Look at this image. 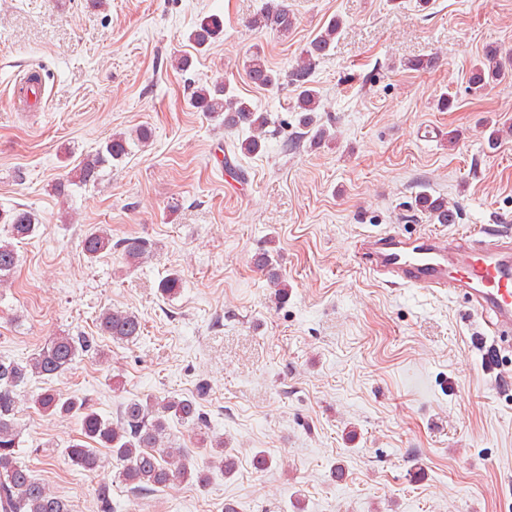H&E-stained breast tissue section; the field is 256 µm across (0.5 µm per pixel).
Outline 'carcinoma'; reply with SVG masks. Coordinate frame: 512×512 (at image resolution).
I'll return each mask as SVG.
<instances>
[{
  "mask_svg": "<svg viewBox=\"0 0 512 512\" xmlns=\"http://www.w3.org/2000/svg\"><path fill=\"white\" fill-rule=\"evenodd\" d=\"M249 24L258 31L286 35L295 27L296 17L284 0H268L250 18ZM342 26V19L331 20L302 49L296 64L285 75L268 66L259 50L252 52L246 62V74L254 85L265 89H278L284 84L293 87V111L299 114V125L306 129L313 146L332 140L333 135L317 124L315 112L319 109L320 96L310 77L319 58L329 52ZM223 31L224 21L219 15L211 14L198 20L187 39L196 48L205 49L219 39ZM504 76L500 52L491 48L472 66L469 84L481 89ZM192 105L213 119L223 120L226 128L249 129L250 136L233 146L231 152L255 155L263 149L271 124L269 113L233 94L223 82L216 81L193 91ZM151 138L152 131L146 126L130 133L113 134L94 154L79 161L67 182L55 186L56 194L67 196L71 184L98 183L104 166L122 160L131 153L132 147L145 146ZM415 207L433 223L453 224L457 218L447 200L425 192L416 196ZM39 228L40 223L29 210L0 209V289L13 282L21 262L15 242L33 236ZM118 248L122 249L129 266L141 265L150 254L149 243L142 240L112 244V236L102 226L86 233L82 239L83 253L91 261ZM253 264L265 272L278 299H286L288 284L276 269L273 250H260ZM97 328L96 336H57L25 358L0 355V512H73L71 505L51 493L17 460L15 448L20 446L21 430L15 425V408L18 396L25 392L31 379H49L65 371L83 354L100 355L101 337L116 343L136 341L141 335V320L132 312L106 308L97 316ZM30 400L42 414L74 416L80 421V438L67 448L71 466L93 472L101 468L99 449L107 448L121 465L122 480L135 492L152 493L175 481L191 480L200 486L207 483L206 470L191 466L187 451L174 447L169 440L168 423L174 419L194 430L200 444L213 448L210 466L219 467L226 476L236 472V458L224 452V440L209 435L206 416L195 397L132 398L115 420L99 414L87 397H66L46 389L32 395Z\"/></svg>",
  "mask_w": 512,
  "mask_h": 512,
  "instance_id": "carcinoma-1",
  "label": "carcinoma"
}]
</instances>
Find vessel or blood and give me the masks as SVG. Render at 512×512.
<instances>
[{"mask_svg": "<svg viewBox=\"0 0 512 512\" xmlns=\"http://www.w3.org/2000/svg\"><path fill=\"white\" fill-rule=\"evenodd\" d=\"M360 248L372 272L394 284L466 299L483 322L476 346L497 358L512 348V228L453 239L383 231L365 236Z\"/></svg>", "mask_w": 512, "mask_h": 512, "instance_id": "b4317fda", "label": "vessel or blood"}]
</instances>
